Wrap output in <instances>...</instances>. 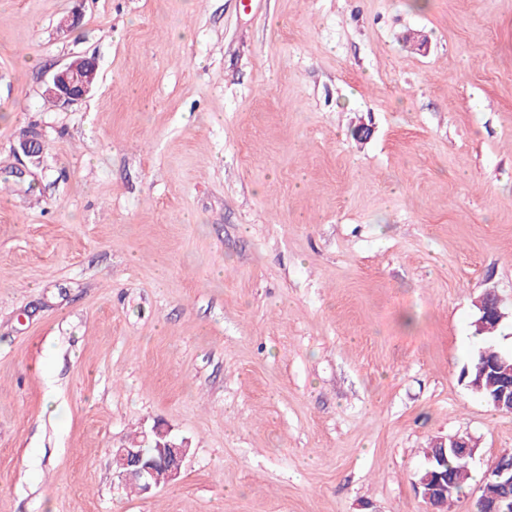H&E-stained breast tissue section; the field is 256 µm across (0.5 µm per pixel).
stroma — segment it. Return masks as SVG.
<instances>
[{
	"label": "stroma",
	"mask_w": 512,
	"mask_h": 512,
	"mask_svg": "<svg viewBox=\"0 0 512 512\" xmlns=\"http://www.w3.org/2000/svg\"><path fill=\"white\" fill-rule=\"evenodd\" d=\"M487 290L512 0H0V512H430L454 435L475 512L512 452L461 378ZM157 423L192 452L142 496L112 450ZM85 67L75 70L66 64L54 71L44 90V96L57 104L70 105L86 98L97 83L98 63L95 58H84ZM459 437L467 440L470 439L465 436H450L441 440V448H439L438 444L435 443L436 440H434L427 449V460L429 458L430 463L436 460L437 465H434L433 469L428 470L427 474L420 481L415 483V489L418 496L433 509V511L431 510L432 512H438L436 510L438 502V509L440 511H444V506L446 505L448 509V506L457 498L460 492H462L470 478V457L457 454L453 451L457 448H463L462 452L474 456L478 449L477 443L473 445L471 439L467 441ZM438 448L439 451L435 457ZM444 466L447 467V469H443ZM448 482L452 483L451 493H448V487L450 486ZM447 493L448 498L445 497L442 499V496Z\"/></svg>",
	"instance_id": "35a3bbf8"
}]
</instances>
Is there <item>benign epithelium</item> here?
<instances>
[{
    "label": "benign epithelium",
    "mask_w": 512,
    "mask_h": 512,
    "mask_svg": "<svg viewBox=\"0 0 512 512\" xmlns=\"http://www.w3.org/2000/svg\"><path fill=\"white\" fill-rule=\"evenodd\" d=\"M98 63L95 58L85 59V67L76 70L66 64L54 71L44 90V96L57 104L70 105L86 98L97 83ZM19 147L22 153L37 161L40 159L44 145L41 134L29 130L23 134ZM481 317L476 322L478 329H483L489 319L501 321L506 313L501 306L499 297L490 292H483L477 300ZM475 392L483 389L490 390V396L495 410L512 414V367L502 363L499 354L487 350L483 352L477 367L475 380L470 384ZM145 441L160 439L156 444L155 453L147 454L144 448L123 446L112 449L113 462L118 466L117 476L124 483H138L141 493L148 494L158 487L155 483L156 470L166 471L167 479L174 481L181 475L184 463L189 456V442L170 435V430L162 425H155L151 432L144 434ZM463 449V452L475 455L477 446L472 441L462 440L459 436H450L441 441L436 457L429 458L435 463L433 469L415 483V489L431 509H436L442 496L448 493V449ZM484 479L497 484L499 494L491 500L482 503L481 512H512V461H496L485 472Z\"/></svg>",
    "instance_id": "benign-epithelium-1"
}]
</instances>
